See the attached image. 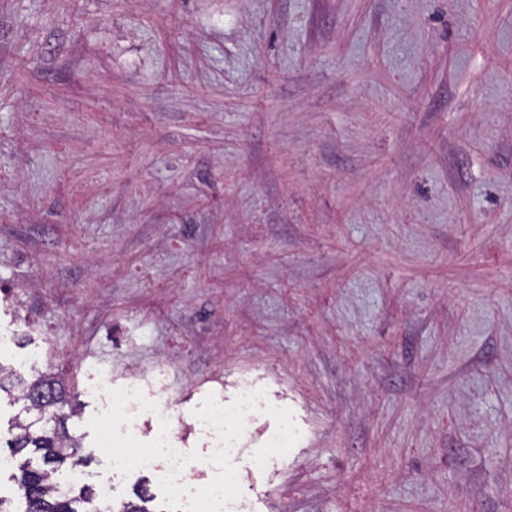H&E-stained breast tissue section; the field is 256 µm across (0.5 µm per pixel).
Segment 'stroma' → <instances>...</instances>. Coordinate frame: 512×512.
Instances as JSON below:
<instances>
[{
  "label": "stroma",
  "instance_id": "stroma-1",
  "mask_svg": "<svg viewBox=\"0 0 512 512\" xmlns=\"http://www.w3.org/2000/svg\"><path fill=\"white\" fill-rule=\"evenodd\" d=\"M0 364L183 419L241 512H512V0H0ZM300 439L267 468L264 438ZM266 407L264 392L255 386H244L231 409L224 406V395L213 396L206 408L196 415L189 426L204 434L209 442V455L225 463L236 456L252 418Z\"/></svg>",
  "mask_w": 512,
  "mask_h": 512
}]
</instances>
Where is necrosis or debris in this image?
<instances>
[{
    "mask_svg": "<svg viewBox=\"0 0 512 512\" xmlns=\"http://www.w3.org/2000/svg\"><path fill=\"white\" fill-rule=\"evenodd\" d=\"M108 394L111 411L121 412L125 421L114 425L105 421L100 432L103 447L109 448L112 466L120 471L153 473L157 481L175 494L192 497L199 512H224L231 494L225 478H217L200 485L194 483L185 464L184 440L173 425V415L160 396L144 397L138 382L124 387L112 385L111 376H104L98 383ZM264 392L255 386H244L233 408H226L223 395L213 396L206 408L192 422L193 431L204 434L209 442V455L221 461L236 456L252 418L264 408ZM149 417V439L146 446H139L138 421Z\"/></svg>",
    "mask_w": 512,
    "mask_h": 512,
    "instance_id": "4bbe7bcc",
    "label": "necrosis or debris"
}]
</instances>
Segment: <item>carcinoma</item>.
I'll use <instances>...</instances> for the list:
<instances>
[{"mask_svg": "<svg viewBox=\"0 0 512 512\" xmlns=\"http://www.w3.org/2000/svg\"><path fill=\"white\" fill-rule=\"evenodd\" d=\"M23 402L25 416L17 417V433L7 448L16 465L17 497L23 512H101L95 508V492L80 484L61 489L57 482L76 472L80 443L67 427L77 405L66 396L62 382L41 374L28 382L0 366V393ZM54 422L44 424L45 416Z\"/></svg>", "mask_w": 512, "mask_h": 512, "instance_id": "obj_1", "label": "carcinoma"}]
</instances>
